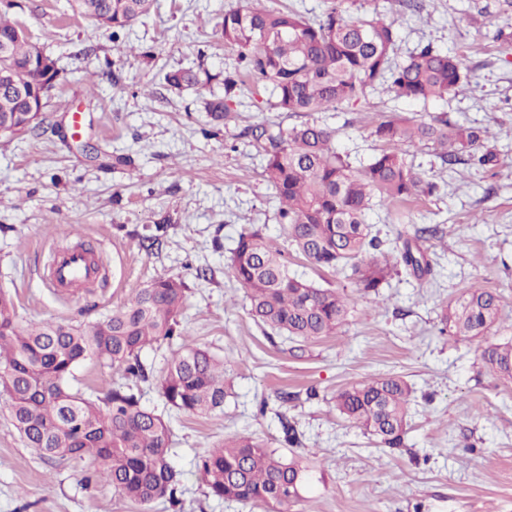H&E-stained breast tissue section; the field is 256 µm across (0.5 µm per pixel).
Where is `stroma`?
<instances>
[{"label": "stroma", "instance_id": "stroma-1", "mask_svg": "<svg viewBox=\"0 0 512 512\" xmlns=\"http://www.w3.org/2000/svg\"><path fill=\"white\" fill-rule=\"evenodd\" d=\"M242 0H156L145 22L123 31L124 51L95 19L72 14L66 0H17L9 16L58 61L62 78L44 109L46 133L0 139V289L22 322H93L154 278L187 286L182 323L192 339L223 356L233 388L223 409L206 416L166 406L157 384L177 343L144 349L154 378L140 386L143 406L169 421L171 459L184 474L182 503L144 507L112 486L85 483L89 460L44 461L25 448L0 400V512H272L208 497L194 458L235 434L283 445V423L303 441L309 482L290 512H512V383L486 371V342L512 337V10L497 0H345L351 16L395 20L397 56L422 44L460 56L476 78L465 90L426 103L394 99L382 89L366 102L308 115L277 112L269 93L248 87L234 119L215 129L200 108L199 89L177 91L166 72L205 62L234 68L237 53L214 34L225 10ZM80 113V133L70 126ZM447 113L450 121L497 132L498 163L482 169L443 163L434 149L407 148V158L441 186L438 194L368 215L392 249L400 231L438 225L423 239L431 273L394 274L379 297L353 295L354 311L339 333L318 341L258 325L235 282L229 257L239 234L266 226L285 245L288 268L323 286L345 273L316 267L286 246L278 203L249 145L248 126L270 129L305 121L335 129L333 145L354 165L380 144L371 137L387 115ZM132 158L115 169L113 155ZM169 218L165 233L155 223ZM155 246H148L150 237ZM93 248L102 269L92 285L58 294L44 278L54 248ZM477 284L497 293L508 320L487 338L441 334L438 314L460 290ZM402 376L413 388L404 445L389 450L345 421L338 389L372 376ZM120 372L80 363L72 391L99 395L123 383ZM288 394L279 414L261 401Z\"/></svg>", "mask_w": 512, "mask_h": 512}]
</instances>
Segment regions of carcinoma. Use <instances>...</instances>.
<instances>
[{
    "label": "carcinoma",
    "mask_w": 512,
    "mask_h": 512,
    "mask_svg": "<svg viewBox=\"0 0 512 512\" xmlns=\"http://www.w3.org/2000/svg\"><path fill=\"white\" fill-rule=\"evenodd\" d=\"M343 2L331 0L315 19L263 9L251 0L225 11L216 36L238 51L243 69L225 71L222 93L211 90L200 99L209 122L218 127L232 117L245 76L270 91L276 109L291 113L335 111L364 101L376 86L397 100L425 103L472 84L474 75L459 58L430 44L412 51L405 62H395V21L352 19ZM151 3L67 0L72 12L111 28L114 43L119 31L149 16ZM0 46L7 48L0 54V138L12 139L41 128V114L61 69L22 25L1 13ZM217 78L202 64L165 74L166 83L176 89L202 87ZM19 90L42 99L37 111L25 112L15 98ZM247 135L262 157L288 243L320 268L351 267L352 287L363 296L379 294L399 266L419 277L430 270L427 255L408 240L395 247L392 259L385 258L383 241L367 223V211L376 203L394 207L440 190L408 161L404 146H431L449 164L464 154L482 166L497 162L496 154L485 148L488 132L452 124L445 112L380 119L371 136L382 148L360 167L332 148L334 131L325 125L303 123L272 132L258 123ZM230 268L249 301V314L273 331L311 340L336 334L348 320L349 295L289 273L284 250L260 228L240 233ZM186 292L181 278L161 276L92 323H22L13 299L0 292V394L27 447L47 460L88 459L93 471L85 482L102 477L119 495L140 505L178 504L183 473L170 461L169 421L144 408L140 391L130 385L114 386L91 399L72 392L67 380L78 364L96 360L137 383L146 382L151 370L141 352L178 339L179 348L159 381L165 404L193 415L224 407V359L187 338L181 325ZM500 318L498 296L470 285L441 308L440 333L475 339ZM481 359L495 375L512 381V339L488 345ZM410 395L402 377L387 375L339 390L334 403L346 421L394 449L403 445ZM195 467L207 495L272 505L278 512H288L300 500L308 479L297 456L249 435L207 450Z\"/></svg>",
    "instance_id": "1"
}]
</instances>
